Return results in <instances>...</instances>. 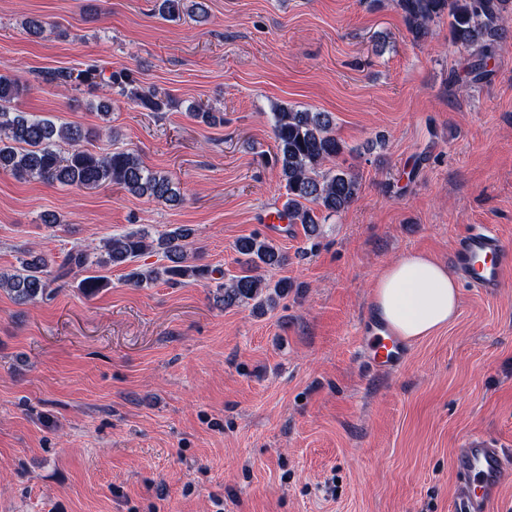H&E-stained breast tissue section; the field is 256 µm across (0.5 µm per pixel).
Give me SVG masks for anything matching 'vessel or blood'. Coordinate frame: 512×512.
<instances>
[{
  "label": "vessel or blood",
  "mask_w": 512,
  "mask_h": 512,
  "mask_svg": "<svg viewBox=\"0 0 512 512\" xmlns=\"http://www.w3.org/2000/svg\"><path fill=\"white\" fill-rule=\"evenodd\" d=\"M511 261L512 249L484 225L474 226L458 238L452 252V263L465 282L486 292L498 287L501 271ZM360 344L376 372L398 371L407 355L405 345L385 334L375 322L369 323ZM454 466L462 478L460 512H490L501 485L512 478V453L484 436L474 435L456 449Z\"/></svg>",
  "instance_id": "b4317fda"
}]
</instances>
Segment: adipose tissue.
<instances>
[{"label":"adipose tissue","mask_w":512,"mask_h":512,"mask_svg":"<svg viewBox=\"0 0 512 512\" xmlns=\"http://www.w3.org/2000/svg\"><path fill=\"white\" fill-rule=\"evenodd\" d=\"M459 285L434 257L409 251L385 266L371 292L373 317L392 335L410 341L432 335L457 316Z\"/></svg>","instance_id":"ef3b65f1"}]
</instances>
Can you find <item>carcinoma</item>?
I'll list each match as a JSON object with an SVG mask.
<instances>
[{"label":"carcinoma","instance_id":"obj_1","mask_svg":"<svg viewBox=\"0 0 512 512\" xmlns=\"http://www.w3.org/2000/svg\"><path fill=\"white\" fill-rule=\"evenodd\" d=\"M183 0H158L159 13L168 20L180 17ZM406 27L419 42L429 34V24L448 16L450 41L472 50L469 74L479 81L489 75L507 33V13L512 0H398ZM41 82L56 88L75 87L89 95L106 90L149 112L166 106L156 91L143 87L127 69L106 72L95 62L82 68L68 67L44 73ZM29 86L18 78L0 73V170L21 180L40 179L63 187L97 188L115 185L127 193L165 203L180 202V191L165 174L144 165L132 149L95 153L85 148L87 132L74 125H56L51 119L31 112H17L13 103ZM272 133L276 143L275 162L285 183L283 211L289 223L304 225L307 235L319 234L317 211L332 216L346 209L358 196L359 181L343 169L322 170L324 163L341 153L343 146L331 131L325 112H308L293 107L271 108ZM69 146L60 152V144ZM192 229L185 225L153 238L145 230L129 231L106 239L98 247L75 244L56 261L28 249L21 250V269L0 273V289L20 305L48 301L71 285V277L87 273L77 283L85 295L107 285L98 270L129 264L145 254L161 257V263L145 270L135 268L128 281L137 287L158 282L171 287L189 281L216 282L224 306L252 305L271 308L288 294V279L270 282L265 272L288 265V254L272 239L253 233L236 240L240 273L227 281H215L214 270L197 263L188 247Z\"/></svg>","mask_w":512,"mask_h":512}]
</instances>
